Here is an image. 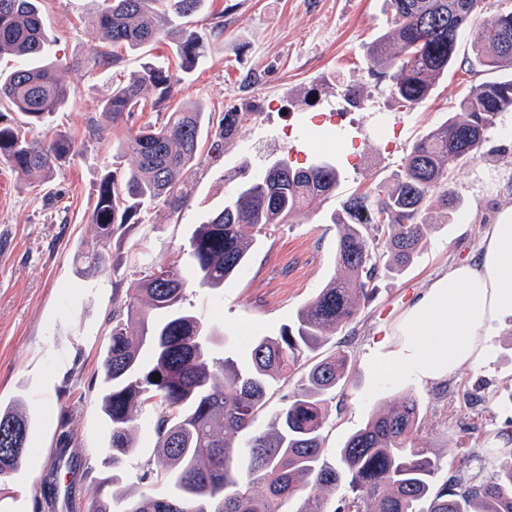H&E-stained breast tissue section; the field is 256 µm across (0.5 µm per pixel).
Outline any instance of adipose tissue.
<instances>
[{"mask_svg":"<svg viewBox=\"0 0 512 512\" xmlns=\"http://www.w3.org/2000/svg\"><path fill=\"white\" fill-rule=\"evenodd\" d=\"M512 322V206L497 214L474 262L452 267L402 315L386 371L421 381L486 362V336Z\"/></svg>","mask_w":512,"mask_h":512,"instance_id":"1","label":"adipose tissue"}]
</instances>
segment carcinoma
Here are the masks:
<instances>
[{
	"label": "carcinoma",
	"instance_id": "cac0c4a2",
	"mask_svg": "<svg viewBox=\"0 0 512 512\" xmlns=\"http://www.w3.org/2000/svg\"><path fill=\"white\" fill-rule=\"evenodd\" d=\"M106 44L92 47L87 69L121 62L119 50L140 49L159 40L179 19L199 13L204 0H96ZM393 31L377 36L369 54L373 67L388 76L390 93L406 108L424 103L436 82L458 58L461 34L474 31L471 66L503 76L466 92L459 112L418 139L402 159L398 178L371 192L352 193L341 204L338 272L301 308L278 335L250 345V366L217 357L216 337L183 308L188 288H214L236 276L273 224H285L316 200L336 196L341 174L336 163L317 160L294 167L284 159L256 178L228 180L222 209L210 214L189 239L188 250L150 264L128 286L126 314L112 315L102 362L103 411L108 419L112 468L134 450L132 424L146 410L154 414L158 465L147 468L149 484L112 507L105 480L91 492L90 512H512V431L496 434L488 475L467 477L463 465L448 466L417 444L420 404L412 395L377 411L364 427L334 449L327 461L325 396L349 378V355L334 352L313 361L297 389L284 397L270 429L243 443L229 439L247 429L266 405L270 382L281 378L306 353H315L357 317L360 303L378 279L405 270L426 242L431 208L453 210L456 169L476 160L486 134L512 112V5L497 0L483 16V0H389ZM48 42L38 0H0V56L19 65L0 73V118L16 112L21 120L0 121V160L21 177L40 173L48 180L77 152L66 132L44 138L27 130L43 125L68 98V69L37 66ZM208 38L181 29L176 49L187 74L206 57ZM181 81L170 67L147 62L140 74L112 86L101 101L112 122L129 119L146 96L174 98ZM206 105L179 102L159 124L127 130L113 147L112 169L101 178L93 223L97 241L87 252L93 264L107 263L103 248L143 223L163 205L181 212L192 173L208 140ZM247 113L234 106L219 121L209 151L220 153L237 134ZM135 159L123 171L117 159ZM248 226L247 236L242 227ZM188 255L194 279L185 276ZM150 363L142 364L143 353ZM159 380H154V375ZM31 419L24 404L0 407V487L8 484L24 457ZM347 484L338 505L312 494L308 486L336 491ZM167 484V492L154 489Z\"/></svg>",
	"mask_w": 512,
	"mask_h": 512
}]
</instances>
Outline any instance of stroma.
Masks as SVG:
<instances>
[{"mask_svg":"<svg viewBox=\"0 0 512 512\" xmlns=\"http://www.w3.org/2000/svg\"><path fill=\"white\" fill-rule=\"evenodd\" d=\"M39 5L49 34L47 59L73 74L64 108L32 135L62 131L81 150L46 182L20 178L0 163V402L24 395L33 419L24 462L0 488V512H48L42 492L64 431L74 452L67 480L78 512H87L89 494L102 479L113 478L119 496L142 489V475L156 458L148 412L136 424V447L121 469L110 462L100 374L112 316L125 311L127 286L147 262L187 244L196 224L223 206L225 173L255 177L275 159L305 166L324 155L340 163L344 176L339 196L274 225L236 278L220 288L188 290L186 308L225 338L218 354L243 364L253 338L277 335L334 276L332 215L342 197L396 179L409 148L453 116L460 96L488 75L455 66L425 103L405 109L369 60L371 42L392 27L388 0H205L194 23L209 30L211 51L185 75L176 98L204 100L217 120L231 106L247 118L221 153L202 156L180 216L156 207L110 244L112 264L98 267L85 257L95 239L96 188L128 126L113 124L100 102L113 82L139 71L143 57L177 66V38L167 35L147 49L124 52L116 68L86 73L84 61L100 38L96 7L91 0ZM348 89L355 98L345 97ZM452 186L461 208L452 215L426 212L431 230L412 265L377 280L371 300L338 335L351 371L345 390L327 396V447H341L374 409L410 393L423 406L420 445L443 461L467 463L471 474L497 431L512 426V324L490 336L485 364L463 367L449 380L402 379L379 364L405 309L453 264L476 258L498 210L512 205V112Z\"/></svg>","mask_w":512,"mask_h":512,"instance_id":"stroma-1","label":"stroma"}]
</instances>
